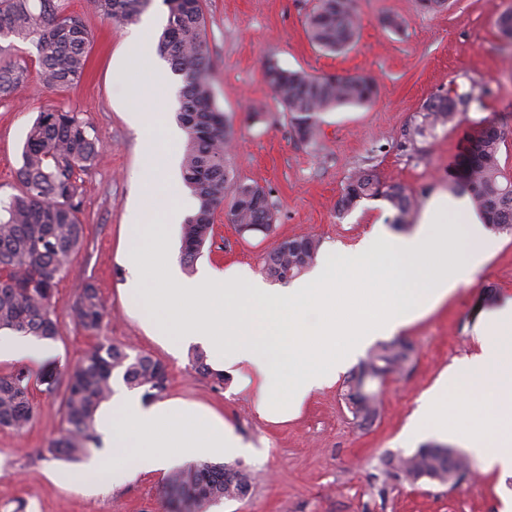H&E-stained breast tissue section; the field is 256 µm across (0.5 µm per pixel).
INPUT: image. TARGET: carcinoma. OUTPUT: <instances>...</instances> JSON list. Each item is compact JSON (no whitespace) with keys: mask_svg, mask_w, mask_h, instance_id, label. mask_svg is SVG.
<instances>
[{"mask_svg":"<svg viewBox=\"0 0 512 512\" xmlns=\"http://www.w3.org/2000/svg\"><path fill=\"white\" fill-rule=\"evenodd\" d=\"M152 0H92L103 18L113 22L137 19ZM166 26L156 50L174 74L182 78L178 120L187 134L182 157V178L198 200L197 210L181 227V262L193 267L213 232L216 209L224 204L232 178L226 166L227 132L224 113L214 104L210 90L211 65L204 31L201 0H164ZM359 0H314L306 16L310 42L320 50L340 52L354 42L359 26ZM29 40L37 50L39 74L52 88H67L81 82L88 63L89 32L82 20L65 11L61 0H0V39ZM264 77L276 99L288 112L295 136L316 140L321 114L342 106H365L377 93L375 79L362 75H311L288 70L273 62L263 65ZM27 69L0 67V98H8L25 83ZM487 93L452 99L438 95L424 106L420 119L403 131L400 148L414 151L420 139L438 125L454 121L459 108L467 107ZM506 132L495 125L478 130L459 176L475 209L493 232H512V172L501 166L500 150ZM98 139L92 127L74 112L51 110L40 113L31 126L17 171L20 193L0 201V330L40 340H54L59 325L51 307L54 287L80 252L85 234L79 213L82 208L80 173L98 160ZM257 185H238L231 196L227 217L255 232L272 231ZM381 198L399 217L407 215L415 199L398 185H384L371 168L353 174L338 201L342 212L364 199ZM319 250V241L306 237L277 245L266 253L265 273L286 283L307 270ZM76 323L88 332L97 331L106 306L95 286L84 281L73 304ZM412 361V348L400 341L377 343L367 359L344 380L343 399L358 423L379 414V388L390 375L402 372ZM190 365L199 375L218 386L224 373L213 370L203 352L191 354ZM122 373L131 389L158 397L167 389L165 367L148 355L130 356L125 348L100 344L72 369L50 365L42 370L41 382L52 391L63 388L61 410L65 427L48 441L51 457L79 462L99 447L96 415L112 396V377ZM32 375L21 366L0 376V428L18 432L28 428L35 416L30 401ZM448 446L429 443L409 455L386 458L389 477L414 484L424 479L448 483V470H469L465 456L448 455ZM250 474L232 463L197 462L176 469L167 482L172 512H201L225 499L245 496Z\"/></svg>","mask_w":512,"mask_h":512,"instance_id":"1","label":"carcinoma"}]
</instances>
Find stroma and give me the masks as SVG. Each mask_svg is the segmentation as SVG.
Masks as SVG:
<instances>
[{
	"label": "stroma",
	"mask_w": 512,
	"mask_h": 512,
	"mask_svg": "<svg viewBox=\"0 0 512 512\" xmlns=\"http://www.w3.org/2000/svg\"><path fill=\"white\" fill-rule=\"evenodd\" d=\"M64 5L90 33L87 71L77 86L43 85L35 45L0 41V65L17 64L29 74L13 97L0 99V198L20 191L16 172L40 112H78L93 127L101 152L100 162L82 176L84 248L52 298L60 326L52 343L59 365H77L101 343L149 355L167 370L165 398L202 405L234 426L255 449L241 458L251 474L250 492L208 512H499L502 496L512 494L511 476L483 473L476 463L453 488L428 481L410 484L388 477L383 461L416 450L406 432L421 395L450 364L477 352L474 323L485 291L494 290L502 302L512 299V232L495 234V246L472 283L401 332L413 359L403 374L384 382L380 412L371 426L356 425L338 383L313 393L288 422L260 421L249 392L236 391L235 381L218 387L195 373L189 353L172 354L151 337L122 295L124 226L134 205L149 196L154 220L161 224L187 192L181 176L154 170L156 159L183 155L184 139L165 136L166 127L177 123L181 79L170 76L169 90H156L148 130L133 127L129 105L138 87L151 79L148 64L133 67L124 60L126 41L138 22L103 19L90 0H64ZM312 5L313 0H202L213 102L224 113L233 143L228 156L232 182L263 187L277 222L267 235L243 233L224 209H217L213 238L197 266H240L259 275L266 252L282 240L303 236L319 239L317 262H337L338 248L353 247L376 225L390 229L401 219L381 199L339 211L348 177L363 167L372 168L383 184L400 185L416 197V207L401 219L416 228L432 199L454 195L451 175L474 133L489 122L512 130V41L495 25L512 0H449L446 10L434 13L421 10L417 0H360L356 42L340 54L311 44L305 16ZM389 16L402 20L401 30L385 26ZM268 61L314 75L369 74L377 81V95L366 106L323 113L316 143L304 144L293 138L288 115L264 78ZM483 85L489 95L458 113L452 124L436 127L418 152L400 149L404 128L430 98ZM147 135L157 153L153 160L143 150ZM86 280L107 309L94 333L79 327L71 313L76 286ZM30 399L36 416L25 432L0 428V512H169L164 472L133 471L114 488L59 480L69 464L43 448L61 430L62 393L36 382Z\"/></svg>",
	"instance_id": "35a3bbf8"
}]
</instances>
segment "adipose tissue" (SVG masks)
<instances>
[{
  "label": "adipose tissue",
  "mask_w": 512,
  "mask_h": 512,
  "mask_svg": "<svg viewBox=\"0 0 512 512\" xmlns=\"http://www.w3.org/2000/svg\"><path fill=\"white\" fill-rule=\"evenodd\" d=\"M150 212L148 202H138L126 227L127 305L172 352L204 348L215 369L234 375L238 388L253 390L259 417L275 423L295 417L372 338L397 335L472 282L492 247L467 199H436L415 233L395 236L376 228L342 251L339 266L319 265L278 291L240 267L179 276ZM451 212L461 223L448 222ZM477 332L479 354L448 367L422 394L407 434L418 441L428 428L454 433L480 455L485 471L512 476V302L481 315ZM452 381L488 399L494 411L478 422L460 417L449 427ZM98 431L112 461L95 460L79 471L87 483L117 486L133 469L164 472L186 460L235 458L247 449L210 409L182 400L148 405L131 393L102 408Z\"/></svg>",
  "instance_id": "ef3b65f1"
}]
</instances>
